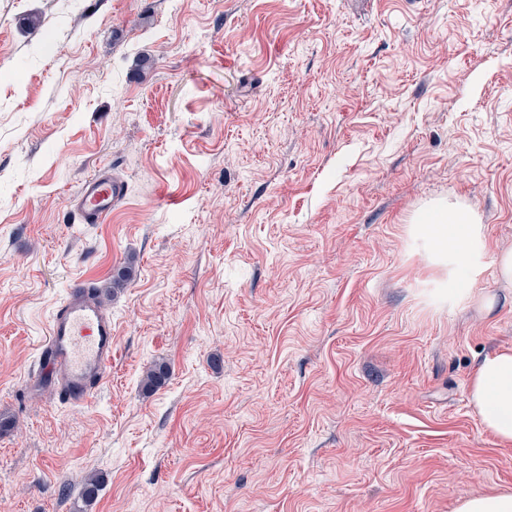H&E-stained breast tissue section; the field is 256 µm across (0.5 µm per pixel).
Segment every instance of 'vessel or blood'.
<instances>
[{"mask_svg": "<svg viewBox=\"0 0 512 512\" xmlns=\"http://www.w3.org/2000/svg\"><path fill=\"white\" fill-rule=\"evenodd\" d=\"M126 182L103 170L86 179L70 201L83 224L101 223L125 199ZM112 318L90 284L73 283L49 319L39 368L60 403L89 402L112 369Z\"/></svg>", "mask_w": 512, "mask_h": 512, "instance_id": "1", "label": "vessel or blood"}]
</instances>
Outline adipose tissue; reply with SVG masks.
Wrapping results in <instances>:
<instances>
[{"label": "adipose tissue", "instance_id": "ef3b65f1", "mask_svg": "<svg viewBox=\"0 0 512 512\" xmlns=\"http://www.w3.org/2000/svg\"><path fill=\"white\" fill-rule=\"evenodd\" d=\"M432 246L478 278L484 239L471 211L455 203H440L422 218ZM469 402L483 425L504 444L512 443V348L485 355L469 382Z\"/></svg>", "mask_w": 512, "mask_h": 512}]
</instances>
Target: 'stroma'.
Segmentation results:
<instances>
[{
  "label": "stroma",
  "mask_w": 512,
  "mask_h": 512,
  "mask_svg": "<svg viewBox=\"0 0 512 512\" xmlns=\"http://www.w3.org/2000/svg\"><path fill=\"white\" fill-rule=\"evenodd\" d=\"M103 168L125 201L74 223ZM440 198L481 221L492 312L448 304L465 275L416 224ZM506 249L512 0H0V512L512 490L468 400L512 347ZM79 279L108 294L112 371L68 408L33 372Z\"/></svg>",
  "instance_id": "1"
}]
</instances>
